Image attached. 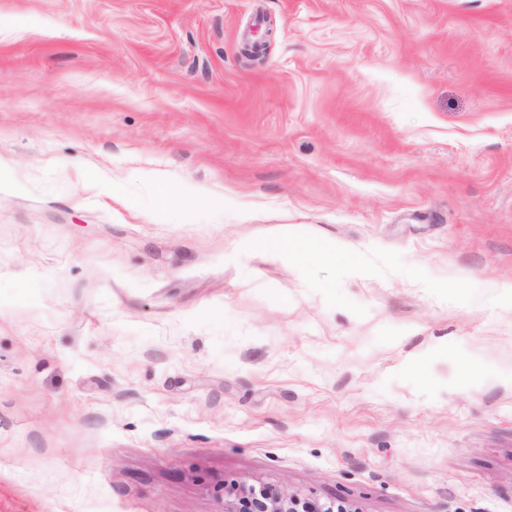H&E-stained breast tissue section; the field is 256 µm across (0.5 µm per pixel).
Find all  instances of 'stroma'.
<instances>
[{
    "label": "stroma",
    "mask_w": 512,
    "mask_h": 512,
    "mask_svg": "<svg viewBox=\"0 0 512 512\" xmlns=\"http://www.w3.org/2000/svg\"><path fill=\"white\" fill-rule=\"evenodd\" d=\"M505 283L512 0H0V512H512ZM242 495V496H241ZM301 500L271 488H243L237 498L225 503V512H296Z\"/></svg>",
    "instance_id": "35a3bbf8"
}]
</instances>
